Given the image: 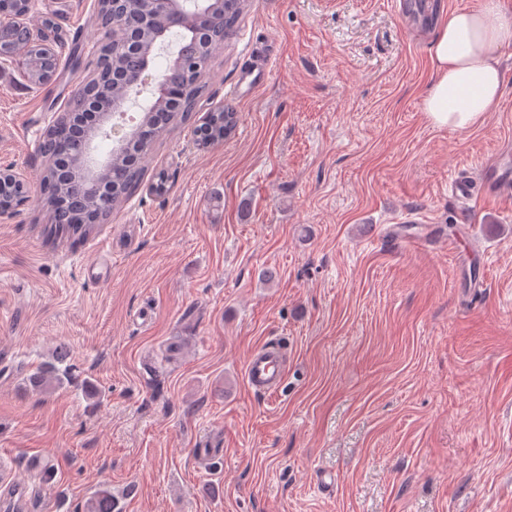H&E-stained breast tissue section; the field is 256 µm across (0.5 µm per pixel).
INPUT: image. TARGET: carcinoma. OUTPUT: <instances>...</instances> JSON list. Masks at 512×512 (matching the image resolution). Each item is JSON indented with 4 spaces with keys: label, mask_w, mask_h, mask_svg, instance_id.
<instances>
[{
    "label": "carcinoma",
    "mask_w": 512,
    "mask_h": 512,
    "mask_svg": "<svg viewBox=\"0 0 512 512\" xmlns=\"http://www.w3.org/2000/svg\"><path fill=\"white\" fill-rule=\"evenodd\" d=\"M249 0H220L207 15L196 21L200 39L208 45L207 51L214 53L236 34L239 19ZM98 17L104 24L111 23L129 32L134 44H148L156 26L151 13L131 11L113 0H99ZM135 69L132 57L124 54L115 56L109 47H101L97 54V70L94 81L98 93H106L113 98L123 99L136 90ZM176 98L165 106L146 112L136 124L141 130L137 146L131 148L133 157L121 156L112 165V182L108 191L110 209L114 210L126 202L139 188L144 175L143 163L154 143L176 122L191 119V105L197 103L203 93L204 84L192 74L180 73L173 78ZM236 127V112L225 106L212 112L206 122L196 127L199 140L204 144H214L228 138ZM74 138L72 129L56 119L39 143L40 153L49 161L41 179V192L50 212L51 223L45 226L47 238L53 241H78L89 237L98 227V216L85 211L78 205L81 188L75 182L63 184L60 166L62 160L72 152ZM69 349L63 345L56 353L54 361L39 366L29 375L31 388L40 390L51 380L58 382L71 377V365L67 364ZM39 499L24 491L8 488L0 497V509L7 512H37ZM85 512H120L112 490L99 486L91 496Z\"/></svg>",
    "instance_id": "obj_1"
}]
</instances>
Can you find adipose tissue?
Masks as SVG:
<instances>
[{
    "mask_svg": "<svg viewBox=\"0 0 512 512\" xmlns=\"http://www.w3.org/2000/svg\"><path fill=\"white\" fill-rule=\"evenodd\" d=\"M511 46L512 0L449 12L431 52L433 79L424 97L430 122L460 131L480 125L501 100L500 58Z\"/></svg>",
    "mask_w": 512,
    "mask_h": 512,
    "instance_id": "ef3b65f1",
    "label": "adipose tissue"
}]
</instances>
